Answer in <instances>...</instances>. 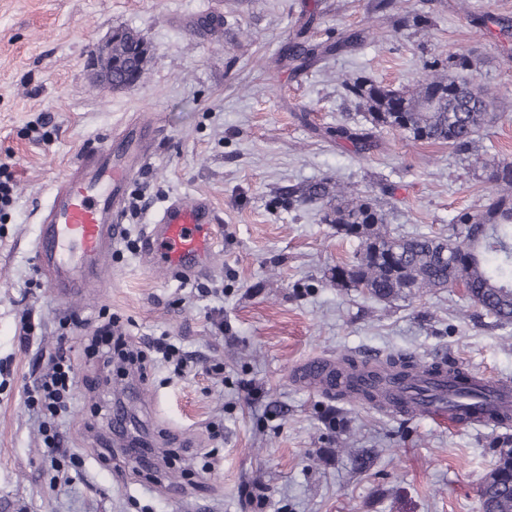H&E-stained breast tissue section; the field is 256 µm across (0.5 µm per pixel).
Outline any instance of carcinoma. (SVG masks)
<instances>
[{
  "label": "carcinoma",
  "instance_id": "cac0c4a2",
  "mask_svg": "<svg viewBox=\"0 0 512 512\" xmlns=\"http://www.w3.org/2000/svg\"><path fill=\"white\" fill-rule=\"evenodd\" d=\"M112 39L113 51L126 62L148 55V46L130 30L117 29ZM448 68V74H426L411 89L350 78L342 85L367 111L372 127H389L415 141L446 143L464 152L491 119L494 96L474 78L469 56L448 59ZM330 136L348 140L364 153L373 147V133L366 129L338 126ZM489 180L493 189L483 204L457 212L446 237L395 234L371 199L327 182L289 190L288 206L318 205L323 223L361 241L353 261L332 273L336 285L363 288L379 300L459 285L471 304L505 326L512 325V163L494 166ZM371 368L380 379L406 386L444 368L460 373L451 362H428L412 353L389 354ZM479 498L482 512H512L511 451L499 452L480 483Z\"/></svg>",
  "mask_w": 512,
  "mask_h": 512
}]
</instances>
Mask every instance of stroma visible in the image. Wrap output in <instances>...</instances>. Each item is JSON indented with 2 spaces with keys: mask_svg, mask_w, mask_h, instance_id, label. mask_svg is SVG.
<instances>
[{
  "mask_svg": "<svg viewBox=\"0 0 512 512\" xmlns=\"http://www.w3.org/2000/svg\"><path fill=\"white\" fill-rule=\"evenodd\" d=\"M408 7L426 23L403 25L379 0H0V179L14 184L0 211V512H482L479 485L512 427L386 415L294 376L314 358L408 351L512 377V325L458 288L380 301L336 286L331 272L359 240L287 202L289 188L337 182L375 200L393 231L444 236L490 191L487 168L512 162V34L473 27L512 18V0ZM309 16L310 44L365 39L303 71L279 65ZM121 28L150 55L141 82L113 89L90 59ZM458 54L497 97L469 152L389 128L373 129L364 155L330 137L339 124L370 127L341 77L411 87L425 60L444 68ZM151 114L167 133L129 187L131 239L97 303L61 306L35 272L39 210L82 146ZM195 195L218 216L210 272L145 267L146 225ZM108 315L129 345L164 335L178 359L152 362L143 381L103 368L86 346ZM62 347L74 384L58 419L64 445L51 448L26 398ZM117 420L151 470L126 455Z\"/></svg>",
  "mask_w": 512,
  "mask_h": 512,
  "instance_id": "obj_1",
  "label": "stroma"
}]
</instances>
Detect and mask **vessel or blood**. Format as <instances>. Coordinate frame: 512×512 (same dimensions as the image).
<instances>
[{
	"instance_id": "1",
	"label": "vessel or blood",
	"mask_w": 512,
	"mask_h": 512,
	"mask_svg": "<svg viewBox=\"0 0 512 512\" xmlns=\"http://www.w3.org/2000/svg\"><path fill=\"white\" fill-rule=\"evenodd\" d=\"M164 135L153 117L127 124L120 133L83 150L54 186L41 212L33 252L39 278L60 304L98 300L122 231L129 183ZM216 225L217 215L206 198H174L146 233L142 259L171 273L204 275L210 269ZM330 367V361L316 358L299 371L318 388L328 379ZM461 385L478 394L479 408L422 399L412 388L393 389L379 407L392 415L444 420L456 428L512 425L511 379L469 372Z\"/></svg>"
}]
</instances>
